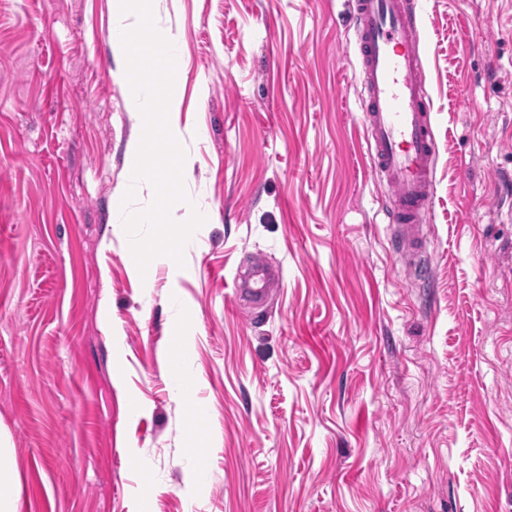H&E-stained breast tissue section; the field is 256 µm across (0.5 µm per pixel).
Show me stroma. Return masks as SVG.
I'll list each match as a JSON object with an SVG mask.
<instances>
[{"label":"stroma","instance_id":"obj_1","mask_svg":"<svg viewBox=\"0 0 512 512\" xmlns=\"http://www.w3.org/2000/svg\"><path fill=\"white\" fill-rule=\"evenodd\" d=\"M350 0H154L177 38L184 264L132 276L139 133L109 0H0V429L19 512H512V0H420L422 270L368 171ZM282 274L263 304L234 288ZM112 305L119 345L98 320ZM198 380L165 378L174 332ZM142 408L132 412L131 401ZM218 436L204 487L182 425ZM137 453L141 468L128 462Z\"/></svg>","mask_w":512,"mask_h":512}]
</instances>
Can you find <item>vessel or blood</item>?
<instances>
[{"mask_svg": "<svg viewBox=\"0 0 512 512\" xmlns=\"http://www.w3.org/2000/svg\"><path fill=\"white\" fill-rule=\"evenodd\" d=\"M418 14L417 0H351L370 172L388 192L386 218L411 265L426 250L438 158Z\"/></svg>", "mask_w": 512, "mask_h": 512, "instance_id": "b4317fda", "label": "vessel or blood"}]
</instances>
